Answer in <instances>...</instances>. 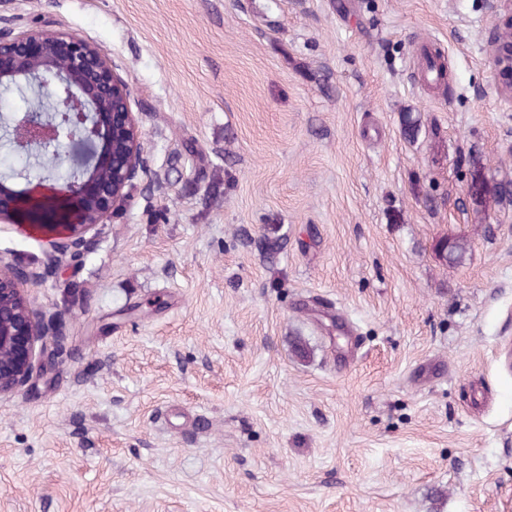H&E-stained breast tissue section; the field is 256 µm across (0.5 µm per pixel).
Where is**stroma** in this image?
<instances>
[{
	"label": "stroma",
	"mask_w": 512,
	"mask_h": 512,
	"mask_svg": "<svg viewBox=\"0 0 512 512\" xmlns=\"http://www.w3.org/2000/svg\"><path fill=\"white\" fill-rule=\"evenodd\" d=\"M47 17L129 83L152 180L55 255L0 223L56 363L0 396V512H512L486 0H0Z\"/></svg>",
	"instance_id": "obj_1"
}]
</instances>
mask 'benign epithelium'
Listing matches in <instances>:
<instances>
[{"label":"benign epithelium","instance_id":"1","mask_svg":"<svg viewBox=\"0 0 512 512\" xmlns=\"http://www.w3.org/2000/svg\"><path fill=\"white\" fill-rule=\"evenodd\" d=\"M494 18L490 65L501 97L512 104V0H488ZM20 89L52 100L46 113L14 112L0 121V145L37 156L70 159L78 137L88 153L76 181L53 175L0 174V218L34 233L54 250L82 242L127 208L136 181L147 174L144 132L131 108L129 83L97 46L42 27L0 31V90ZM36 273L0 255V395L44 373L48 328L31 306Z\"/></svg>","mask_w":512,"mask_h":512}]
</instances>
